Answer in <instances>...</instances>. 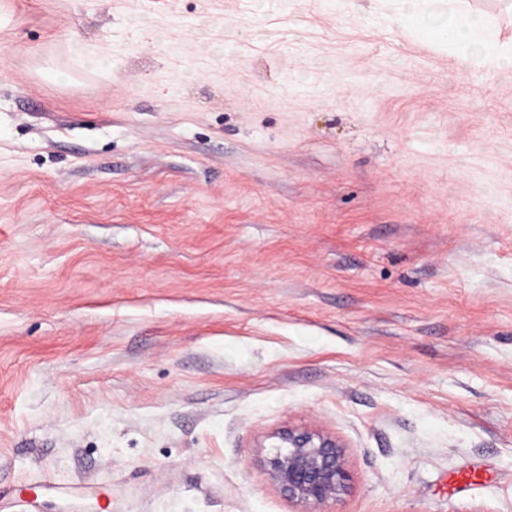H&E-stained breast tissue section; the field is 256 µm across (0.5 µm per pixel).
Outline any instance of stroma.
I'll return each instance as SVG.
<instances>
[{"mask_svg":"<svg viewBox=\"0 0 512 512\" xmlns=\"http://www.w3.org/2000/svg\"><path fill=\"white\" fill-rule=\"evenodd\" d=\"M285 427L335 512H512V74L382 0H0V512H297ZM266 459L269 482L288 500L303 507L299 512H329L346 492L349 473L342 447L318 431L283 430ZM485 479L484 473L476 468L465 469L453 476H447L443 485L448 493H456L471 484H477Z\"/></svg>","mask_w":512,"mask_h":512,"instance_id":"obj_1","label":"stroma"}]
</instances>
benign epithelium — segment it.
Listing matches in <instances>:
<instances>
[{
    "label": "benign epithelium",
    "mask_w": 512,
    "mask_h": 512,
    "mask_svg": "<svg viewBox=\"0 0 512 512\" xmlns=\"http://www.w3.org/2000/svg\"><path fill=\"white\" fill-rule=\"evenodd\" d=\"M266 459L269 482L301 512H327L346 492L349 473L342 447L318 431L283 430Z\"/></svg>",
    "instance_id": "7a95c632"
}]
</instances>
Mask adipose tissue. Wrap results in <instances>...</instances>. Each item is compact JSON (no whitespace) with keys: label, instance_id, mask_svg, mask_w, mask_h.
<instances>
[{"label":"adipose tissue","instance_id":"1","mask_svg":"<svg viewBox=\"0 0 512 512\" xmlns=\"http://www.w3.org/2000/svg\"><path fill=\"white\" fill-rule=\"evenodd\" d=\"M497 32V21L472 12L466 0H455L449 22L429 35L451 48L462 64L494 72L512 66V41H496Z\"/></svg>","mask_w":512,"mask_h":512}]
</instances>
